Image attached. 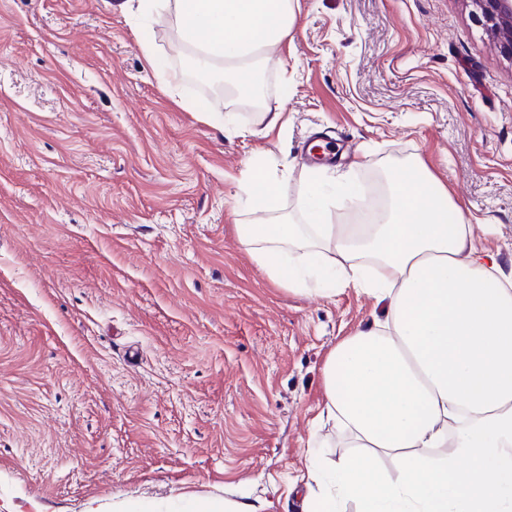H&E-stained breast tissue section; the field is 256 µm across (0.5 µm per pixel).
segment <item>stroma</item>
Wrapping results in <instances>:
<instances>
[{"label": "stroma", "mask_w": 512, "mask_h": 512, "mask_svg": "<svg viewBox=\"0 0 512 512\" xmlns=\"http://www.w3.org/2000/svg\"><path fill=\"white\" fill-rule=\"evenodd\" d=\"M475 11L297 0L261 68L287 119L267 132L217 112V82L189 83L190 50L136 0H0V512H302L309 441L322 464L343 452L315 426L327 356L378 309L263 273L243 172L268 163L273 220L299 224L309 171L363 195L420 158L512 262V58ZM317 134L344 140L335 161L302 160Z\"/></svg>", "instance_id": "35a3bbf8"}]
</instances>
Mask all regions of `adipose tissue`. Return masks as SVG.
<instances>
[{"mask_svg":"<svg viewBox=\"0 0 512 512\" xmlns=\"http://www.w3.org/2000/svg\"><path fill=\"white\" fill-rule=\"evenodd\" d=\"M174 27L198 64L223 67L241 97L255 67L295 24L293 0H139ZM387 205L365 224H328L317 176L306 224H273L283 185L248 165L265 216L242 233L289 292L352 288L380 309L374 327L339 339L324 367L321 424L344 438L305 512H512V269L477 250L464 213L418 160L386 172ZM389 457L393 471L381 470Z\"/></svg>","mask_w":512,"mask_h":512,"instance_id":"obj_1","label":"adipose tissue"}]
</instances>
